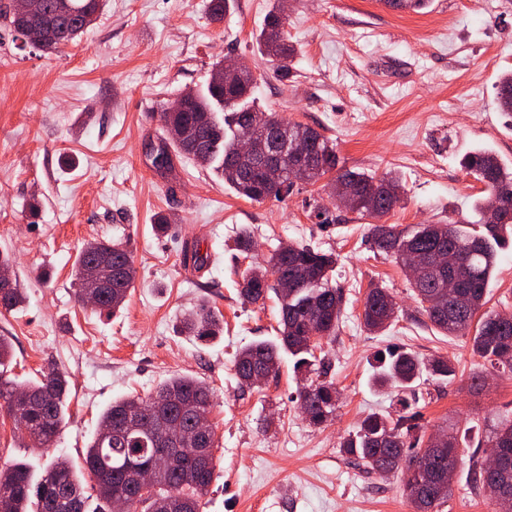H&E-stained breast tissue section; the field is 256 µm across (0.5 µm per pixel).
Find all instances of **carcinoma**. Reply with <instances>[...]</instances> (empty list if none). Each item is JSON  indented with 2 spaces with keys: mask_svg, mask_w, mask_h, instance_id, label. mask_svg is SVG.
<instances>
[{
  "mask_svg": "<svg viewBox=\"0 0 512 512\" xmlns=\"http://www.w3.org/2000/svg\"><path fill=\"white\" fill-rule=\"evenodd\" d=\"M102 2L32 0V10L45 31L39 50L52 55L71 44L95 20ZM255 41L259 51L275 62L279 79L288 80L295 49L283 28L279 0H274ZM257 84L253 73L226 82L224 62L214 63L209 97L195 95L183 111L161 113L167 132L185 135L180 143L170 140V148L164 149V166H172V148L176 155L202 166L218 163L224 182L242 197L254 202L281 199L293 192L295 184L286 176L274 185L265 184L259 168L250 167L252 159L239 155V141L243 134L254 133L256 155L261 161L285 168L286 160L272 151L271 143L277 137L290 138L303 131L309 136L315 161L308 183L336 173L332 183L349 190L352 211L363 216L382 217L400 202V196L377 190L386 182L399 191L398 176L390 172L377 177L338 168L336 145L330 138L255 105ZM507 92L512 93V73L501 76L498 90L500 110L512 112V98H505ZM460 165L483 184V196L476 203L478 227L461 230L449 224H417L407 231L392 224H373L369 233L375 249L394 255L403 270H408L405 257L417 260L419 278L411 287L428 321L448 336H466L475 329L473 356L480 358L487 370L512 376V314L482 311L498 250L512 238V199L506 205L500 200L502 190H512V168L488 150L467 154ZM441 248L456 256L455 264L444 270L433 263L435 252ZM335 264L331 254L291 243L286 251L274 248L263 264L242 274L241 295L245 300L256 303L271 292L277 297L278 335L275 342H255L241 349L234 360L236 377L243 385L258 386L277 372L282 353H288L295 358L297 368L317 376L300 388L297 399L308 407L309 424L318 427L333 419L339 401L336 385L323 379L324 360L315 355L321 340H335L341 320L343 290L330 284ZM136 275L131 254L122 242L93 239L83 244L73 267L75 295L84 291V285L99 283L101 287L89 289L100 295L92 308L114 314L123 307ZM450 279L456 289L453 301L443 296ZM25 301L15 276H0V309L12 311ZM395 305L388 289L371 288L363 306L364 328L371 333L384 330L395 318L389 311ZM182 330L203 340L212 339L224 333V322L201 303L184 314ZM311 331L318 340L309 339ZM377 359L382 366L375 384L381 387L411 390L425 374L442 382L456 378L455 366L443 357L424 360L406 350L390 349ZM67 394L66 375L53 366L26 382L0 371V411L25 427L31 448L55 445L63 428L62 407ZM213 403L212 389L189 376L166 380L146 398L128 396L113 401L102 413L84 457L85 469L95 479L97 496L105 504L98 512H113L115 498L125 500L126 512H202L214 480L216 438L211 426L197 438L196 423L199 413H211ZM400 405L402 411L395 416H365L339 447L371 472L401 473L403 494L414 512H439L452 494L451 484L444 478L448 469L455 470L460 463L458 435L449 432L446 445L431 447V435L419 423L417 412L404 400ZM477 447L490 456L500 455L504 464L496 471L475 466L471 472L473 488L480 491L499 483L512 488V420L504 418L490 425ZM163 452L169 462L154 471V484L145 492L132 485L128 471L154 465L155 456ZM88 499L84 483L61 457L48 465L36 483L20 465L0 468L3 512H28L33 503L36 512H88Z\"/></svg>",
  "mask_w": 512,
  "mask_h": 512,
  "instance_id": "cac0c4a2",
  "label": "carcinoma"
}]
</instances>
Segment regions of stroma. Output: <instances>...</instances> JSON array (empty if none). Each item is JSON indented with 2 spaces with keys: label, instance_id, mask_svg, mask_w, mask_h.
I'll use <instances>...</instances> for the list:
<instances>
[{
  "label": "stroma",
  "instance_id": "stroma-1",
  "mask_svg": "<svg viewBox=\"0 0 512 512\" xmlns=\"http://www.w3.org/2000/svg\"><path fill=\"white\" fill-rule=\"evenodd\" d=\"M207 2L106 0L55 55L0 17V252L14 258L27 295L23 308L0 312V337L12 345L20 379L51 363L69 374L56 445L22 447L11 421L0 419V467L22 462L38 474L62 456L82 468L113 400L187 375L214 390L216 469L204 512H412L396 476L371 473L339 449L366 415L399 410L398 390L373 383L375 352L399 347L446 357L457 370L452 383L422 384L416 405L428 428L466 432L440 512H492L470 470L483 459L475 446L491 421L512 416V378L472 386L481 361L470 337L443 335L419 313L397 260L373 251L371 218L336 210L319 184L254 202L187 158L157 171L151 151L165 136L161 112L183 92L205 91L212 64L234 58L261 75L263 109L330 137L348 168L399 176L401 202L383 223L472 226L483 186L462 157L486 149L512 166V112L497 101L499 80L512 71V0H428L418 11L382 0H290L284 29L297 55L285 82L254 39L272 0H232L220 22ZM313 200L332 208V223L313 219ZM159 214L171 222L164 236L154 229ZM244 229L255 252L235 247ZM94 238L123 241L137 269L113 315L83 306L72 287L77 254ZM194 242L209 256L199 269ZM282 242L334 254L332 282L346 299L324 348L340 400L318 428L297 408L307 374L292 357L259 387L241 386L234 371L240 348L277 335L276 299L252 304L240 289L243 271ZM376 283L398 313L373 335L361 313ZM201 302L223 315V336L201 341L181 331V314Z\"/></svg>",
  "mask_w": 512,
  "mask_h": 512
}]
</instances>
